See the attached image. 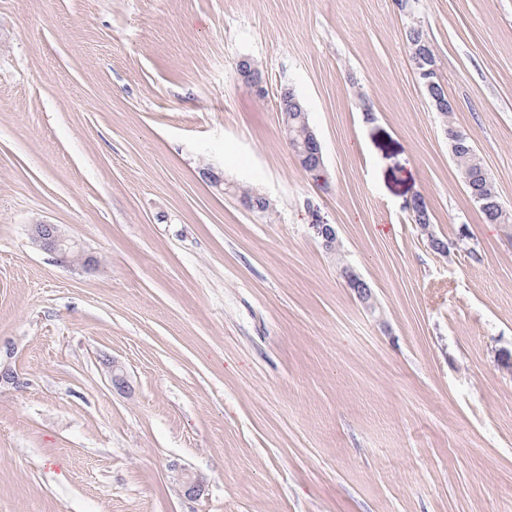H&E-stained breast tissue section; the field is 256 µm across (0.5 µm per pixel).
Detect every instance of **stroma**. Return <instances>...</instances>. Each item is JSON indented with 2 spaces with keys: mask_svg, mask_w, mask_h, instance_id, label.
<instances>
[{
  "mask_svg": "<svg viewBox=\"0 0 512 512\" xmlns=\"http://www.w3.org/2000/svg\"><path fill=\"white\" fill-rule=\"evenodd\" d=\"M413 25L512 211V0H0V512H512V224L469 200ZM244 56L304 101L321 180ZM405 37H406L407 45H410L412 43L411 57L416 62L421 60V58L425 55V50H424L423 46L419 43L426 44V39H428L426 34L424 33V31L422 29H420L419 27L413 26L411 28H408V30L406 31ZM426 51H427V53L423 57L422 62L420 63L419 66H417L415 64L414 60L412 59L413 60L412 63L415 67V70L417 71L419 78L421 79L422 82L424 80H423V77H421L419 74L420 70H424V69H428V68H435V71L433 72L432 76L437 77L439 75L438 74L439 73L438 61H437L434 51L429 47L426 48ZM235 70L241 83L248 87L257 98L264 100L269 97L270 90L266 74L255 61L244 57L237 62ZM30 235L32 241L40 247L43 251L53 254L60 263H68V258L71 253H79L83 261V266H91L93 259L86 256L80 250L78 244L72 239L66 237L56 224H49L45 222H36L31 224ZM341 276L343 277L346 286L351 288L357 294L359 299L368 309H375L371 288L359 274L349 267L346 269L342 268ZM171 480L179 492L190 498L201 496L206 488V480L202 475L191 472L185 467L171 465Z\"/></svg>",
  "mask_w": 512,
  "mask_h": 512,
  "instance_id": "1",
  "label": "stroma"
}]
</instances>
